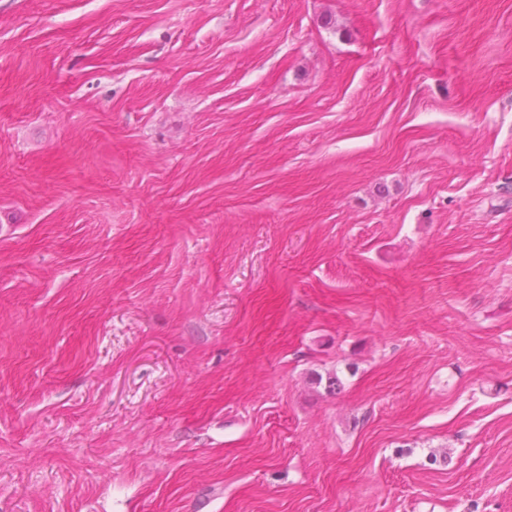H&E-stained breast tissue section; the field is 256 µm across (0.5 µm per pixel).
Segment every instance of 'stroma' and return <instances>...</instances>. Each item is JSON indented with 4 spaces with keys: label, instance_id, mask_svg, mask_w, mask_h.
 Segmentation results:
<instances>
[{
    "label": "stroma",
    "instance_id": "35a3bbf8",
    "mask_svg": "<svg viewBox=\"0 0 512 512\" xmlns=\"http://www.w3.org/2000/svg\"><path fill=\"white\" fill-rule=\"evenodd\" d=\"M0 512H512V0H0Z\"/></svg>",
    "mask_w": 512,
    "mask_h": 512
}]
</instances>
